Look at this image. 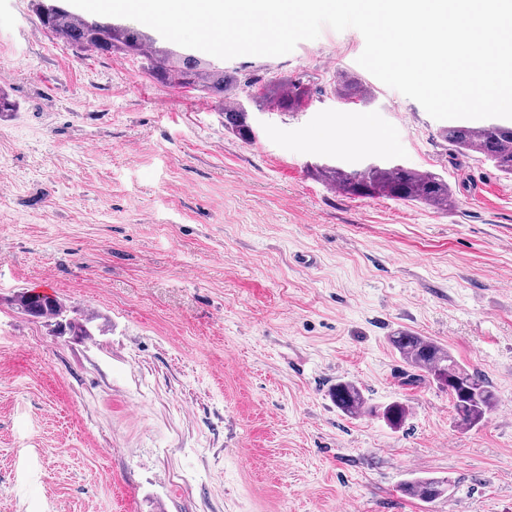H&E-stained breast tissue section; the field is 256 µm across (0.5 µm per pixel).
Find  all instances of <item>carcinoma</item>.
Returning <instances> with one entry per match:
<instances>
[{"instance_id": "1", "label": "carcinoma", "mask_w": 512, "mask_h": 512, "mask_svg": "<svg viewBox=\"0 0 512 512\" xmlns=\"http://www.w3.org/2000/svg\"><path fill=\"white\" fill-rule=\"evenodd\" d=\"M37 19L77 55L93 50L100 55L123 53L144 58L145 73L163 87L190 89L219 102L240 88L252 94L251 103L257 110H273L284 115L301 111L311 97L309 83L301 77L250 78L242 82L223 66L204 63L192 53L176 57L169 51L157 50L147 43L141 31L109 20L89 19L66 8L44 15L39 13ZM334 91L350 103H365L372 96L369 86L348 74L334 83ZM224 129L244 142L255 138L250 115L241 109L240 100L224 107ZM443 135L457 151L479 154L497 172L512 178V119L499 123L496 128L484 119L460 121L444 130ZM315 174L334 190L349 196L416 202L438 210H446L454 203L448 181L433 172L379 164L348 172L324 164L315 167ZM15 305L30 317L53 324L60 335H92L88 327L91 319L69 316L67 307L55 296L26 290L15 296ZM390 341L409 367L407 384L428 381L446 387L461 425H479L495 406L496 396L487 380L460 364L443 344L407 330L395 332ZM332 398L347 416L377 412V408L368 405L362 389L350 381L336 383ZM401 491L410 498L431 502L448 492V481L419 476L404 483Z\"/></svg>"}]
</instances>
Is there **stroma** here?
I'll list each match as a JSON object with an SVG mask.
<instances>
[{
	"label": "stroma",
	"instance_id": "35a3bbf8",
	"mask_svg": "<svg viewBox=\"0 0 512 512\" xmlns=\"http://www.w3.org/2000/svg\"><path fill=\"white\" fill-rule=\"evenodd\" d=\"M323 28L240 78H312V100L253 111L151 81L142 59L75 55L32 0H0V512H512V178ZM373 90L332 93L339 73ZM432 171L445 210L348 197L314 174ZM32 289L92 317L59 336L17 310ZM447 346L492 386L478 426L447 391L407 385L389 342ZM360 386L349 417L331 388ZM447 479L424 503L401 485ZM224 128L244 142H251L255 138V129L250 122V108L240 100L235 99L230 105L224 106ZM244 111V112H243ZM332 398L336 407L347 416H357L364 413H377V408L368 405V399L362 389L350 381H340L332 389Z\"/></svg>",
	"mask_w": 512,
	"mask_h": 512
}]
</instances>
